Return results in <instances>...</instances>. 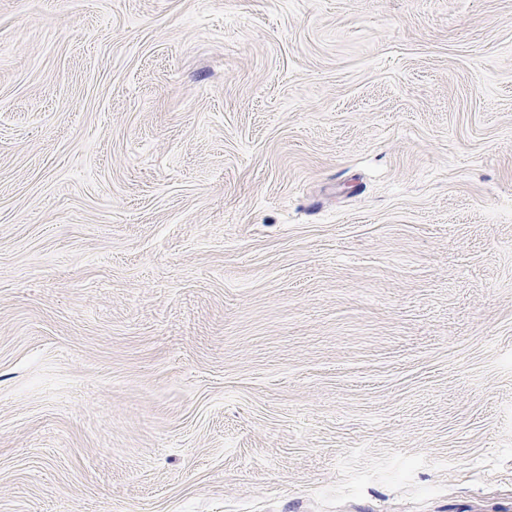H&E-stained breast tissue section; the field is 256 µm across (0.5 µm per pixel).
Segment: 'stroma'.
<instances>
[{"label":"stroma","instance_id":"stroma-1","mask_svg":"<svg viewBox=\"0 0 512 512\" xmlns=\"http://www.w3.org/2000/svg\"><path fill=\"white\" fill-rule=\"evenodd\" d=\"M0 512H512V0H0Z\"/></svg>","mask_w":512,"mask_h":512}]
</instances>
